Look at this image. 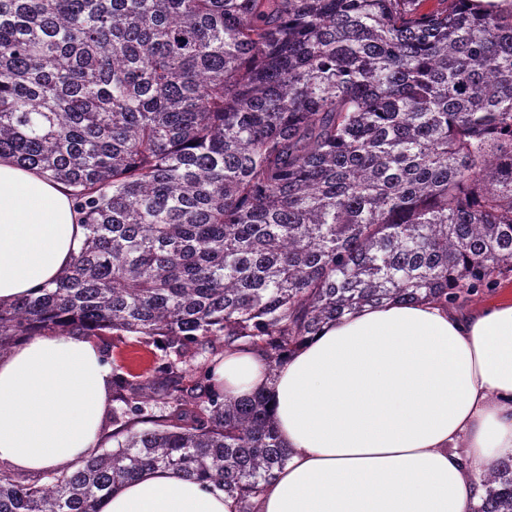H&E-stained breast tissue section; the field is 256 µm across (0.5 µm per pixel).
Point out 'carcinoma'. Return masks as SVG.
<instances>
[{"label": "carcinoma", "mask_w": 512, "mask_h": 512, "mask_svg": "<svg viewBox=\"0 0 512 512\" xmlns=\"http://www.w3.org/2000/svg\"><path fill=\"white\" fill-rule=\"evenodd\" d=\"M423 2L0 0V158L85 228L0 305V355L74 331L162 352L112 369L113 449L44 483L0 468V512H100L157 468L254 512L289 452L264 393L212 382L224 352L276 368L362 306L512 275V10ZM479 486L474 512H512V455Z\"/></svg>", "instance_id": "cac0c4a2"}]
</instances>
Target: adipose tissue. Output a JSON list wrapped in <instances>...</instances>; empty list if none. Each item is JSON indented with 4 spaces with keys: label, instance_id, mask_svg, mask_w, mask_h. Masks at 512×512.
<instances>
[{
    "label": "adipose tissue",
    "instance_id": "obj_1",
    "mask_svg": "<svg viewBox=\"0 0 512 512\" xmlns=\"http://www.w3.org/2000/svg\"><path fill=\"white\" fill-rule=\"evenodd\" d=\"M68 189L0 159V304L53 281L84 228ZM228 396L272 398L288 464L258 512H472L476 471L512 453V305L363 307L270 368L232 351ZM112 371L91 337L45 333L0 357V465L36 475L94 452ZM222 487L144 472L101 512H237Z\"/></svg>",
    "mask_w": 512,
    "mask_h": 512
}]
</instances>
